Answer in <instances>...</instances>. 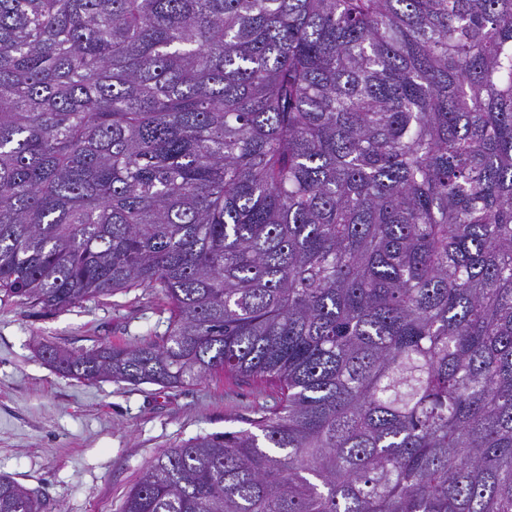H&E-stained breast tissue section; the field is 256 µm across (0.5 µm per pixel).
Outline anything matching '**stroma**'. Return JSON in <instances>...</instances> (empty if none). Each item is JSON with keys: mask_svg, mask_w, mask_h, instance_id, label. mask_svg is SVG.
<instances>
[{"mask_svg": "<svg viewBox=\"0 0 512 512\" xmlns=\"http://www.w3.org/2000/svg\"><path fill=\"white\" fill-rule=\"evenodd\" d=\"M152 288H133L36 315L0 300V474L33 490L42 512H122L161 453L204 434L247 428L275 407L274 386L216 374L179 388L62 375L37 354L51 342L80 354L104 343L165 335Z\"/></svg>", "mask_w": 512, "mask_h": 512, "instance_id": "1", "label": "stroma"}]
</instances>
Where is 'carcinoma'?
<instances>
[{
    "label": "carcinoma",
    "instance_id": "1",
    "mask_svg": "<svg viewBox=\"0 0 512 512\" xmlns=\"http://www.w3.org/2000/svg\"><path fill=\"white\" fill-rule=\"evenodd\" d=\"M132 288L165 336L41 357L280 399L123 512H512V0H0V293Z\"/></svg>",
    "mask_w": 512,
    "mask_h": 512
}]
</instances>
